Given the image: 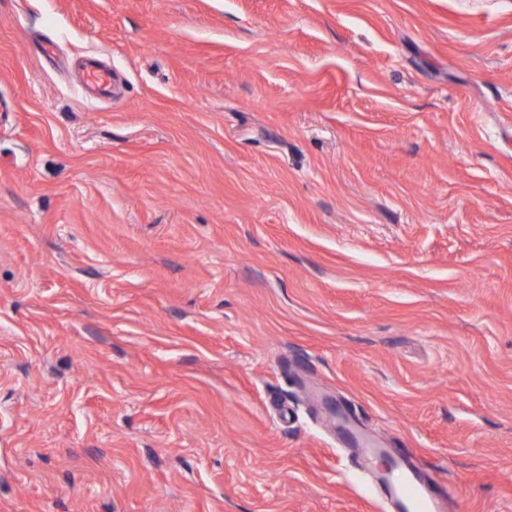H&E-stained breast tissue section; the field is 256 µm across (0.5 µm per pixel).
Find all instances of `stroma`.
I'll return each instance as SVG.
<instances>
[{
  "label": "stroma",
  "mask_w": 512,
  "mask_h": 512,
  "mask_svg": "<svg viewBox=\"0 0 512 512\" xmlns=\"http://www.w3.org/2000/svg\"><path fill=\"white\" fill-rule=\"evenodd\" d=\"M326 396L512 512V0H0V512H387Z\"/></svg>",
  "instance_id": "1"
}]
</instances>
